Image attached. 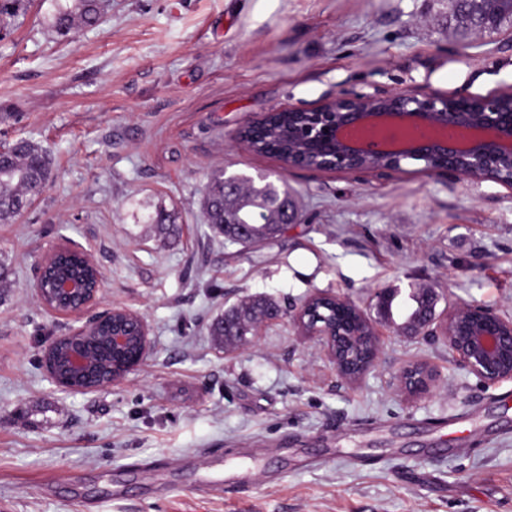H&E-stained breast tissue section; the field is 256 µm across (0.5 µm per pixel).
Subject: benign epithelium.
<instances>
[{"label": "benign epithelium", "mask_w": 512, "mask_h": 512, "mask_svg": "<svg viewBox=\"0 0 512 512\" xmlns=\"http://www.w3.org/2000/svg\"><path fill=\"white\" fill-rule=\"evenodd\" d=\"M314 123L299 130L294 144L279 154L286 170L401 171L406 161L423 163L429 172H451L470 181H493L512 187V177L500 174L512 168V88L493 95L464 99L420 92L339 95L312 109ZM366 120H389L409 131L402 141L381 150L358 146L355 130ZM70 246L57 244L41 256L32 283L40 303L62 316L82 312L94 304L104 288V277L94 256L83 252L94 277L72 278L51 271L53 262ZM317 304L336 310V320L312 317ZM291 322L301 336L319 342L327 359L348 383H359L376 365L382 350L380 326L410 338L434 336L448 345L456 362L488 384L512 380V318L477 302H457L438 314L430 309L415 327L374 318L349 298L317 290L293 309ZM107 324L105 348L116 358L107 366L96 362L89 336ZM151 349L150 330L137 312L115 307L67 336L58 337L45 352L49 379L57 387L102 389L140 365ZM437 381L435 369L425 363L406 366L399 377L403 394L428 395Z\"/></svg>", "instance_id": "7a95c632"}]
</instances>
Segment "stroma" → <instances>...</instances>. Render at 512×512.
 Here are the masks:
<instances>
[{
	"label": "stroma",
	"mask_w": 512,
	"mask_h": 512,
	"mask_svg": "<svg viewBox=\"0 0 512 512\" xmlns=\"http://www.w3.org/2000/svg\"><path fill=\"white\" fill-rule=\"evenodd\" d=\"M56 8L30 0L0 27V145L51 159L41 197L0 224V512H512V381L480 382L434 338L385 333L353 386L288 318L236 349L209 333L251 295L364 307L413 284L441 309L512 316V188L415 161L287 172L236 138L270 108L341 94L512 87V33L460 38L446 0H112L62 38ZM220 170L285 177L299 222L248 248L211 237L201 200ZM161 205L176 239L147 222ZM59 243L105 276L73 316L31 288ZM115 307L148 323L147 359L102 390L57 388L48 346ZM417 361L440 378L416 400L397 384ZM205 451L233 481L205 482Z\"/></svg>",
	"instance_id": "1"
}]
</instances>
